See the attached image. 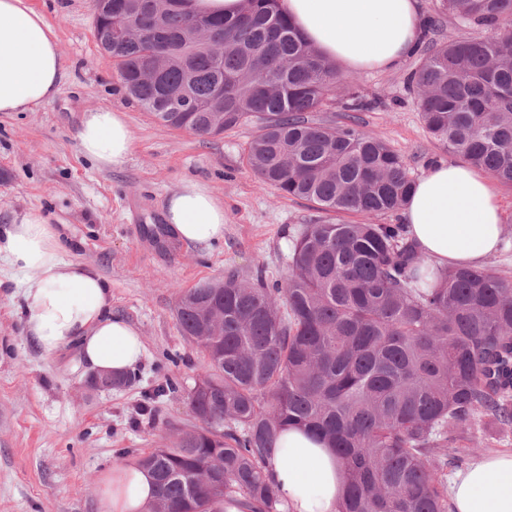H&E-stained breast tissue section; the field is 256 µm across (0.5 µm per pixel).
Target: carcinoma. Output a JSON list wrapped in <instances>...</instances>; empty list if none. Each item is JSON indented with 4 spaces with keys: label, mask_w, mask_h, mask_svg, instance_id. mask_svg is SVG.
<instances>
[{
    "label": "carcinoma",
    "mask_w": 512,
    "mask_h": 512,
    "mask_svg": "<svg viewBox=\"0 0 512 512\" xmlns=\"http://www.w3.org/2000/svg\"><path fill=\"white\" fill-rule=\"evenodd\" d=\"M275 2L210 17L221 51L186 36L184 0L93 5L114 32L150 25L113 43L112 59L158 121L201 137L251 124L245 158L261 185L326 213L399 211L414 184L402 157L353 118L318 117L343 79ZM443 6L485 36L427 45L407 83L433 139L512 186V0ZM346 96V111L373 107ZM172 97L195 111L169 110ZM288 268L284 280L230 272L221 288L181 294L178 325L205 366L188 393L195 424L139 459L155 480L150 512H212L221 497L282 512L267 470L288 426L336 451L337 512H448V465L469 424L512 428V283L485 268L432 272L401 224H303Z\"/></svg>",
    "instance_id": "cac0c4a2"
}]
</instances>
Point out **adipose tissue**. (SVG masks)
I'll return each mask as SVG.
<instances>
[{"label": "adipose tissue", "mask_w": 512, "mask_h": 512, "mask_svg": "<svg viewBox=\"0 0 512 512\" xmlns=\"http://www.w3.org/2000/svg\"><path fill=\"white\" fill-rule=\"evenodd\" d=\"M309 43L350 71H392L419 48L421 0H277ZM65 77L58 37L30 0H0V113L34 112L60 91ZM94 164L120 168L134 145L124 113L102 106L84 112L76 134ZM164 217L187 245L224 237V202L186 180L164 202ZM406 235L433 270L484 266L502 248V206L490 176L464 160L430 163L398 213ZM0 263L25 301L24 329L43 355L81 347L95 371L122 374L144 355L140 332L112 313V294L97 270L66 259L54 224L36 212L0 230ZM334 450L290 427L277 441L269 475L283 512H336L343 493ZM155 489L136 463L101 473L102 512H145ZM449 512H512V452L474 459L450 488Z\"/></svg>", "instance_id": "obj_1"}]
</instances>
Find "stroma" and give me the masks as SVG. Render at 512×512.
I'll use <instances>...</instances> for the list:
<instances>
[{"mask_svg":"<svg viewBox=\"0 0 512 512\" xmlns=\"http://www.w3.org/2000/svg\"><path fill=\"white\" fill-rule=\"evenodd\" d=\"M52 21L66 78L57 96L34 112L0 115V227L35 211L55 224L67 259L92 265L112 292V311L140 332L145 354L122 386L87 388L90 373L77 346L40 354L16 313L11 274L0 272V512H101L98 475L169 444L191 424L187 393L204 366L181 332L182 291L223 280L228 271L271 279L288 274L296 225L324 218L362 224V214H324L317 204L260 185L245 160L254 134L242 125L209 138L165 126L128 97L115 63L95 36L92 0H30ZM412 56L386 72L347 71L343 78L371 110L362 128L400 154L412 177L450 159L427 133L407 84ZM106 105L124 112L134 137L125 166L101 168L81 153L76 131L83 112ZM210 187L224 201V238L184 246L165 231L163 201L183 180ZM464 460L512 451V430L475 422Z\"/></svg>","mask_w":512,"mask_h":512,"instance_id":"1","label":"stroma"}]
</instances>
